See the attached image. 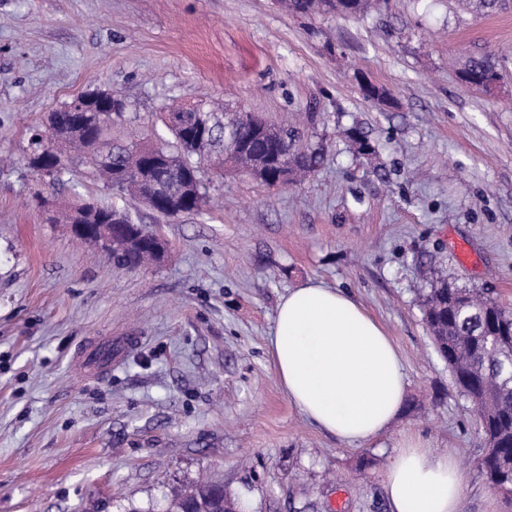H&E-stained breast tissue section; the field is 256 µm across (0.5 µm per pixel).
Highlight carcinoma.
Segmentation results:
<instances>
[{
  "label": "carcinoma",
  "mask_w": 512,
  "mask_h": 512,
  "mask_svg": "<svg viewBox=\"0 0 512 512\" xmlns=\"http://www.w3.org/2000/svg\"><path fill=\"white\" fill-rule=\"evenodd\" d=\"M512 0H457L460 9L480 15L497 12ZM289 12L303 17L336 14L360 17L374 7L373 0H280ZM498 72L495 55H464L457 61V73L463 81ZM54 132L45 136L50 149L62 158V167L54 179L78 162L90 174L119 194L142 198L145 183L151 180L152 158L142 154L145 146L124 135L126 112L101 116L84 112L82 125L73 126L71 115L60 109L53 113ZM232 130L224 128L212 112L199 113L201 124L210 130L204 139H186L180 131L169 130L166 140L157 131L144 130L164 149L166 170H175L179 198L192 196L182 213H200L207 204L205 166L210 157L223 158V164L250 173L270 188L296 184L314 173L321 164L323 149L309 142L306 126L283 116L269 120L243 109L235 113ZM357 154L366 159L376 148L355 127L346 132ZM112 211L120 217L112 228V245L99 248L121 269H137L163 258L159 250L166 242L157 232L135 223L122 207L114 204L100 208L81 207L83 222L96 223L99 214ZM423 320L440 356L448 363L456 384L473 403L484 441L477 467L497 490L512 486V311L487 293L459 288L446 280L434 284L426 294ZM192 499L206 512H219L222 504L238 507V500L224 489L201 482L175 499L170 507L180 510Z\"/></svg>",
  "instance_id": "carcinoma-1"
}]
</instances>
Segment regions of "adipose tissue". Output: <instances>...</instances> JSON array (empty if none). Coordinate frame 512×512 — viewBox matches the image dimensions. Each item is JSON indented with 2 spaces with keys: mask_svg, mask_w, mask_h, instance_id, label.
<instances>
[{
  "mask_svg": "<svg viewBox=\"0 0 512 512\" xmlns=\"http://www.w3.org/2000/svg\"><path fill=\"white\" fill-rule=\"evenodd\" d=\"M269 352L292 404L347 444L372 443L403 406L406 378L391 336L341 289L311 281L289 290ZM463 484L455 457L414 434L385 477L391 512H462Z\"/></svg>",
  "mask_w": 512,
  "mask_h": 512,
  "instance_id": "obj_1",
  "label": "adipose tissue"
}]
</instances>
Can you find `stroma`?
Returning <instances> with one entry per match:
<instances>
[{
	"instance_id": "35a3bbf8",
	"label": "stroma",
	"mask_w": 512,
	"mask_h": 512,
	"mask_svg": "<svg viewBox=\"0 0 512 512\" xmlns=\"http://www.w3.org/2000/svg\"><path fill=\"white\" fill-rule=\"evenodd\" d=\"M489 52L501 84H464L456 60ZM364 78L387 102L364 97ZM107 89L134 127L161 128L174 104L312 113L323 161L277 190L209 170L200 214L123 198L170 250L118 269L43 219L81 197L113 204L111 190L83 166L57 183L26 161L32 125ZM439 278L512 307V10L382 0L308 19L276 0H0V512H162L203 480L250 512H389L408 434L457 458L462 512H512L476 466L474 408L423 321ZM311 280L349 292L400 352L405 402L371 445L319 430L275 374L278 304ZM132 335L111 370L80 363L88 343Z\"/></svg>"
}]
</instances>
